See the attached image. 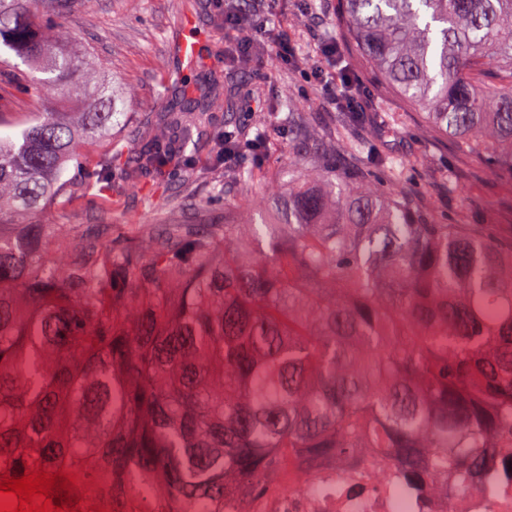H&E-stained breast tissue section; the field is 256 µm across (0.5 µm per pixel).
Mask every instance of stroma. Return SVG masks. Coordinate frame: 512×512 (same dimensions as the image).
Listing matches in <instances>:
<instances>
[{
	"mask_svg": "<svg viewBox=\"0 0 512 512\" xmlns=\"http://www.w3.org/2000/svg\"><path fill=\"white\" fill-rule=\"evenodd\" d=\"M196 14L197 0H75L71 10L50 18L49 23L69 31L66 51L97 53L105 77L133 91V98L124 102L113 120V139L132 141L138 130L165 109L176 71L195 79L205 70L233 77L249 93L234 116L214 105L208 115L212 130L223 129L230 120L240 126L262 125L266 144L260 155L224 163L217 159L218 142L211 140L189 164L148 174L122 185L107 198L91 192L52 213L50 223L108 224L114 234L136 238L146 234L151 225L184 220V212L172 202L180 193L204 205L217 221L224 216L225 204H232L245 224L267 210V186L279 182L292 160L282 123L284 102L293 101L309 114L318 133H328L334 109L323 101L314 81L293 65L265 55L245 66L233 63L224 56L223 25H201L194 35L182 27L183 19H195ZM255 14L261 22L273 18L275 29L288 34L299 56L308 62L318 59L325 33L334 34L343 65L356 73L369 91L373 110L353 129V137L364 151L359 156L341 154L342 168H368L374 156L403 161L402 179L412 186L419 206L436 221L488 224L497 235L512 238V174L492 171L456 142L439 138L399 97L381 92L345 42L339 0H255ZM188 35L195 38L202 68L190 67L175 53L180 38ZM39 74L38 67L17 59L0 65L1 123H27L47 101L59 112H83L90 107V100L68 98L58 91L46 99L33 95L29 84ZM242 167L252 169L253 181L232 180V173Z\"/></svg>",
	"mask_w": 512,
	"mask_h": 512,
	"instance_id": "1",
	"label": "stroma"
}]
</instances>
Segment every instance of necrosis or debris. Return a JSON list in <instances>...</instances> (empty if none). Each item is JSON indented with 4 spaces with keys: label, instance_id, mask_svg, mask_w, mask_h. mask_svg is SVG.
Listing matches in <instances>:
<instances>
[{
    "label": "necrosis or debris",
    "instance_id": "1",
    "mask_svg": "<svg viewBox=\"0 0 512 512\" xmlns=\"http://www.w3.org/2000/svg\"><path fill=\"white\" fill-rule=\"evenodd\" d=\"M384 478H376V471ZM257 512H512V448L499 452L484 488L467 494L430 493L404 471L371 455L317 469L303 484L264 501Z\"/></svg>",
    "mask_w": 512,
    "mask_h": 512
}]
</instances>
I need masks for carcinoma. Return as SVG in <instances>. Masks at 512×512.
I'll return each instance as SVG.
<instances>
[{
  "mask_svg": "<svg viewBox=\"0 0 512 512\" xmlns=\"http://www.w3.org/2000/svg\"><path fill=\"white\" fill-rule=\"evenodd\" d=\"M344 37L381 86L442 139L512 170V0H340ZM69 0H0V48L42 62L30 91L95 102L72 120L44 111L0 136V481L60 475L122 512H224L258 497L288 450L308 472L377 453L409 479L478 490L492 449L512 448V239L438 224L404 185L342 171L309 117L288 107V189L277 222L110 224L67 233L43 215L84 190L64 178L77 140L111 137L117 98L36 19ZM496 85L481 89L484 68ZM141 149L113 142L100 191L166 170L211 137L207 113L240 92L215 76L169 88ZM252 152L259 137L216 133ZM264 239L259 263L251 240ZM80 484H63L68 472ZM159 490L139 504L138 485Z\"/></svg>",
  "mask_w": 512,
  "mask_h": 512,
  "instance_id": "1",
  "label": "carcinoma"
}]
</instances>
